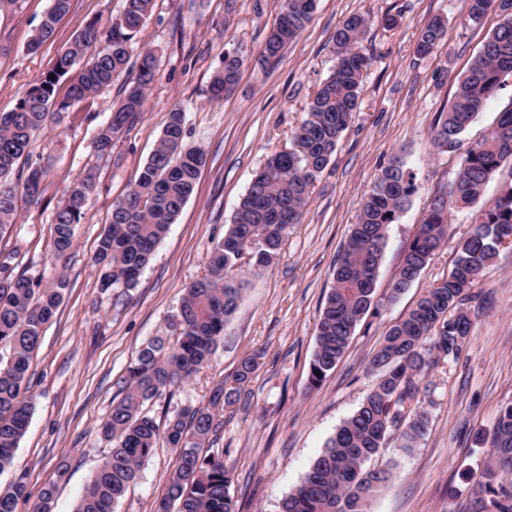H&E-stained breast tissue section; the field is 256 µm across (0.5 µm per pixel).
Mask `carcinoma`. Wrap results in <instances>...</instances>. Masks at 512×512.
<instances>
[{"label": "carcinoma", "mask_w": 512, "mask_h": 512, "mask_svg": "<svg viewBox=\"0 0 512 512\" xmlns=\"http://www.w3.org/2000/svg\"><path fill=\"white\" fill-rule=\"evenodd\" d=\"M72 0H51L39 29L29 41L38 50L71 9ZM318 0H283L281 11L256 55L262 66L276 62L287 40L310 22ZM154 0H125L118 22L109 29L106 44L98 21H88L58 58L49 74L33 86L9 112H0V237L15 221L19 192L33 200L39 195L45 171L19 168L35 132L60 111L95 98L127 67L128 43L143 27ZM501 16L482 51L459 80L448 111L439 115L433 144L441 152L461 146L460 135L482 111L501 85L512 76V0H470L469 19L477 23L489 10ZM369 20L354 13L336 29L333 41L338 64L311 98L307 118L293 136V146L267 158L241 199L232 224L207 257L208 274L185 291L168 318L171 336H156L142 347L127 368L123 396L112 403L103 433L112 441L110 453L86 483L74 512H114L115 503L133 483L141 464L160 443L172 448L177 468L156 512H235L230 495L231 477L224 457L199 452L220 426V411L241 397V384L257 369L253 355L244 356L229 381L216 386L205 407L184 406L160 427L146 404L193 377L206 365L223 335L224 323L235 312L240 288L224 280L225 273L244 255L259 273L279 255L292 225L301 221L315 182L326 169L343 132L357 112L363 75L370 58L357 51ZM442 19L435 17L421 29L416 52L425 56L444 37ZM91 61L77 72L73 66L89 50ZM244 59L224 55V66L210 90L221 97L236 82ZM72 74L71 85L58 99V84ZM156 76L155 57L144 52L133 85L113 103L112 121L101 129L96 150H111L145 102L146 90ZM512 160V109L500 115L497 126L470 146L448 191L430 205L427 217L404 253L393 291L401 292L428 265L448 239L451 208H473L502 163ZM207 163L204 149L185 141L183 111L175 108L150 157L126 194L112 203L109 225L101 236L94 262L102 268L104 286L133 288L149 264L156 246L174 223L192 194ZM96 188L88 172L77 179L58 206L53 224V250L65 257L74 243V227ZM414 175L394 160L382 171L373 192L362 202L356 224L336 261L334 286L316 324V350L310 362V386L319 385L335 370L349 346L358 323L369 312L389 226L398 219L415 192ZM512 237V182L500 188L489 208L475 211L472 230L461 242L447 276L428 288L415 306L391 327L369 361L381 372L380 381L360 408L328 440L304 480L278 506V512H365L367 501L388 482V472L367 469L386 439L398 433L400 447L410 451L426 435L428 412L418 405L423 375L439 358H458L472 330L471 310L483 299L474 291L500 247ZM66 289L61 278L49 287L13 274L10 256L0 259V345L9 357L0 359V469L12 465L26 434L33 410L27 374L42 329L54 316ZM492 461L471 477V512H512V405L501 411L489 433ZM56 485L45 487L31 512H50ZM26 485L17 480L0 489V512H16Z\"/></svg>", "instance_id": "obj_1"}]
</instances>
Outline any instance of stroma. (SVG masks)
I'll return each instance as SVG.
<instances>
[{"label": "stroma", "instance_id": "obj_1", "mask_svg": "<svg viewBox=\"0 0 512 512\" xmlns=\"http://www.w3.org/2000/svg\"><path fill=\"white\" fill-rule=\"evenodd\" d=\"M468 5L469 0H318L310 23L275 64L263 67L255 55L280 12V0H156L129 46L120 79L35 133L28 161L47 170L41 197L20 201L13 226L0 237V252L10 255L15 273L44 287L62 277L67 288L30 364V426L13 466L0 472V487L25 478L28 496L19 499L16 512H29L31 500L51 483L57 486L52 512H72L111 448L102 426L120 397L132 357L153 337L168 335L169 314L186 288L206 276L207 255L223 237L255 171L268 156L290 147L308 102L331 75L334 32L348 15L359 13L371 19L360 45L371 65L358 110L317 180L301 223L290 229L279 256L263 272L253 273L244 262L228 272L240 298L209 364L174 395L148 405L160 424L185 404L207 405L211 390L232 376L239 360L258 354L257 372L202 452L223 456L236 512H277L375 386L378 374L368 363L389 328L450 272L457 245L471 228V210H452L447 242L406 291L392 296L409 243L462 160L461 153L434 148L436 119L501 21L491 10L473 23ZM50 6L51 0H0V112L14 109L40 82L87 20L108 29L125 0H72L53 36L38 52H28ZM388 14L395 25H386ZM436 16L444 19L446 33L430 54L418 55L419 31ZM146 49L156 56L157 76L144 107L111 153L99 156L93 141L110 121L123 84L136 77ZM235 50L244 57L237 81L223 98H213L211 81L225 54ZM176 107L185 112L187 142L202 146L208 163L136 287H103L93 256L112 203L147 162ZM510 108L508 76L470 123L463 146L481 140ZM395 158L414 173L416 190L389 227L375 302L335 370L310 387L316 323L332 269L361 200ZM88 170L97 176L96 192L74 228L73 247L65 259L55 260V209ZM476 289L484 302L471 313L468 346L458 359L439 360L422 381L428 432L410 451L390 439L371 460L372 468L388 470L389 481L369 499L366 512H469V475L492 458L479 434L492 430L500 411L512 405V248L501 247ZM176 463L175 451L159 445L115 512H153Z\"/></svg>", "mask_w": 512, "mask_h": 512}]
</instances>
